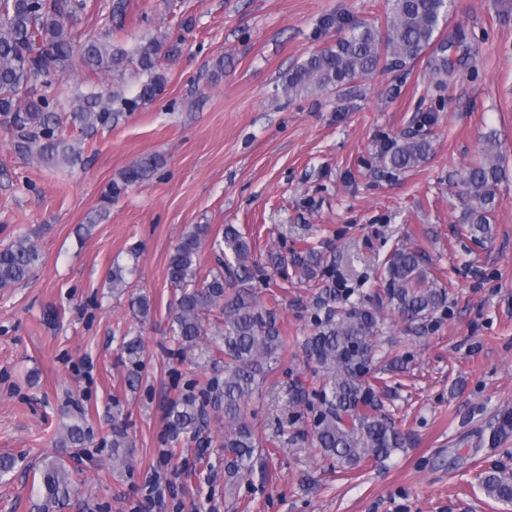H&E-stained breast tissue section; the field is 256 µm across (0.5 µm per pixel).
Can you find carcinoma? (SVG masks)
<instances>
[{"mask_svg":"<svg viewBox=\"0 0 512 512\" xmlns=\"http://www.w3.org/2000/svg\"><path fill=\"white\" fill-rule=\"evenodd\" d=\"M385 30L369 23L352 26L335 43L313 52L288 73L290 94L320 93L373 74L378 68L402 67L431 51L444 52L436 33L448 20L451 0H389ZM88 8L87 0H0V115L9 116L20 131L15 148L21 153L36 151L45 165H73L81 149L66 140L64 123L85 132L112 122L118 112H131L153 101L164 88L161 72L165 39L159 35L127 50L110 40L112 32L100 37H79L68 24L71 17ZM129 0H113L109 25L123 27ZM145 77L135 97L118 90L90 91L73 98L71 112L62 118L53 100L41 93L65 74L82 70L87 79L107 73L123 74L127 67ZM432 151L424 137H405L383 156L390 168L401 171L426 162ZM159 166L147 155L122 174V185L113 191L139 184ZM503 166L496 139L487 140L482 158L463 177L466 208L461 222L474 240L492 237L497 207V186ZM216 256L215 267L198 277L197 262L205 244ZM36 243L28 235L16 237L0 248V288H11L26 280L41 263ZM301 273L315 277L320 260L313 251L298 260ZM251 245L233 225L224 236L210 238V226L195 225L181 237L169 257L166 276L178 291L170 317V332L183 352L204 341L212 356L223 366L206 382L188 387L167 409L172 438L194 442L209 428L211 420L224 422L220 447L224 448V474L229 488L253 477L265 465L266 456L256 437L255 425L247 414L258 398L264 380L279 362L288 343L281 333L274 310L261 301L252 285ZM380 288L375 294L406 318H422L445 304L446 289L430 277L419 253L401 246L383 264ZM346 306L328 309L316 317L314 332L302 343L307 363L318 378L314 397L313 441L317 453L331 468L346 474L361 465L382 464L405 448L404 431L378 414L380 401L373 372L377 353L379 319L367 309L363 298ZM221 317L210 320L214 309ZM121 349L132 366H139L143 342L139 336L122 338ZM84 413L74 417L59 440L61 448H81L86 443ZM512 429V411L500 413L489 444L497 445ZM132 441L127 425L112 417V469L128 465ZM485 493L502 502L512 501V475L496 468L480 473ZM72 491L71 473L62 460L47 458L40 469L36 494L42 512L64 505Z\"/></svg>","mask_w":512,"mask_h":512,"instance_id":"carcinoma-1","label":"carcinoma"}]
</instances>
